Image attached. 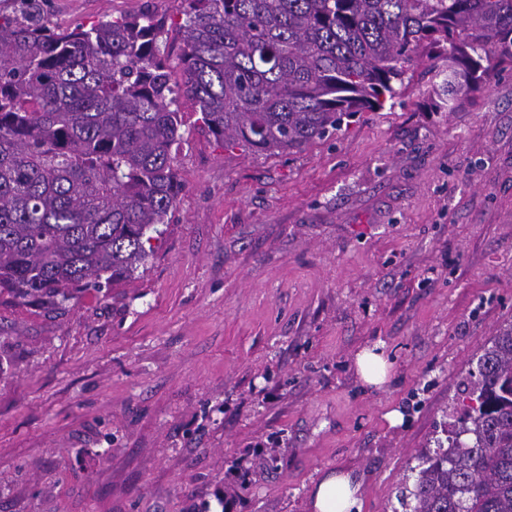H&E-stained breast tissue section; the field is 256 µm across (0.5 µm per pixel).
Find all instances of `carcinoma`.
Returning <instances> with one entry per match:
<instances>
[{
  "instance_id": "1",
  "label": "carcinoma",
  "mask_w": 512,
  "mask_h": 512,
  "mask_svg": "<svg viewBox=\"0 0 512 512\" xmlns=\"http://www.w3.org/2000/svg\"><path fill=\"white\" fill-rule=\"evenodd\" d=\"M0 7V296L55 310L131 277L176 205L178 107L226 147L301 151L382 109L435 63L451 108L512 62V0H174L171 81L154 15L60 30ZM446 441L415 454L411 512H512V326L464 388Z\"/></svg>"
}]
</instances>
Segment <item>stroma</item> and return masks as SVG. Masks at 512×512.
<instances>
[{
	"label": "stroma",
	"mask_w": 512,
	"mask_h": 512,
	"mask_svg": "<svg viewBox=\"0 0 512 512\" xmlns=\"http://www.w3.org/2000/svg\"><path fill=\"white\" fill-rule=\"evenodd\" d=\"M43 8L164 19L181 80L173 0ZM432 83L418 60L391 105L280 155L224 147L181 98L182 189L146 265L58 312L0 300V512H307L336 469L363 512H398L512 324V63L449 112ZM374 345L379 387L356 366ZM377 350H379L378 345L365 348L356 357L358 373L364 383L370 386L383 384L389 367L383 351L377 352Z\"/></svg>",
	"instance_id": "35a3bbf8"
}]
</instances>
